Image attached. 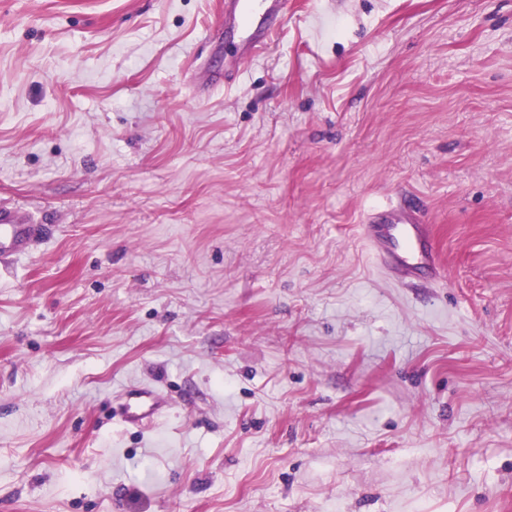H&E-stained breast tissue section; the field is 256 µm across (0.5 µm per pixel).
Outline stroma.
<instances>
[{
  "mask_svg": "<svg viewBox=\"0 0 512 512\" xmlns=\"http://www.w3.org/2000/svg\"><path fill=\"white\" fill-rule=\"evenodd\" d=\"M228 45L224 0H0V204L51 226L0 269V512H512V0ZM401 200L439 283L361 236ZM126 395L128 401L126 419L130 423H138L146 414L155 413L161 407L162 399L152 391H127ZM144 404H147V410H142Z\"/></svg>",
  "mask_w": 512,
  "mask_h": 512,
  "instance_id": "1",
  "label": "stroma"
}]
</instances>
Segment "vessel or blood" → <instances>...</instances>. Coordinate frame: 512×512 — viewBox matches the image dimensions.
Returning <instances> with one entry per match:
<instances>
[{
	"label": "vessel or blood",
	"mask_w": 512,
	"mask_h": 512,
	"mask_svg": "<svg viewBox=\"0 0 512 512\" xmlns=\"http://www.w3.org/2000/svg\"><path fill=\"white\" fill-rule=\"evenodd\" d=\"M287 9L288 0H224L225 16L247 20V40L258 54L272 43L275 32L257 23V16L265 12L282 15ZM45 235L44 225L29 215L0 207V267L27 255L31 244ZM362 237L380 270L395 283L440 279L432 227L419 223L409 212L387 207L377 220L363 225ZM161 403V398L149 390L128 393L126 419L138 423L145 413L157 412Z\"/></svg>",
	"instance_id": "obj_1"
}]
</instances>
